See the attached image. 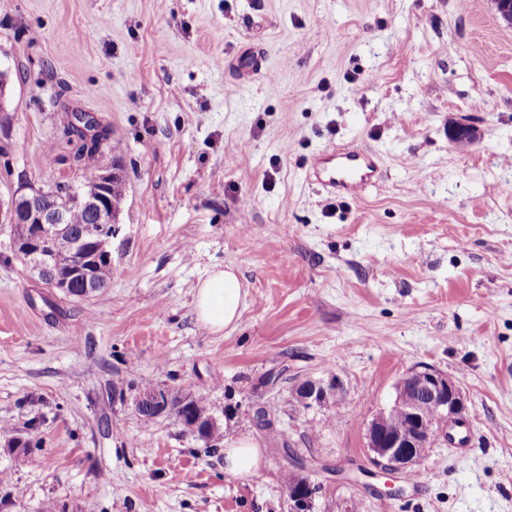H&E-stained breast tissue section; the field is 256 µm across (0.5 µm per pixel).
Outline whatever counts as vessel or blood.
Returning a JSON list of instances; mask_svg holds the SVG:
<instances>
[{
	"label": "vessel or blood",
	"mask_w": 512,
	"mask_h": 512,
	"mask_svg": "<svg viewBox=\"0 0 512 512\" xmlns=\"http://www.w3.org/2000/svg\"><path fill=\"white\" fill-rule=\"evenodd\" d=\"M374 156L366 151H339L327 148L315 157L309 174L331 194L351 195L377 174Z\"/></svg>",
	"instance_id": "vessel-or-blood-1"
}]
</instances>
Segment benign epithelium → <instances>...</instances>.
I'll use <instances>...</instances> for the list:
<instances>
[{
	"instance_id": "benign-epithelium-1",
	"label": "benign epithelium",
	"mask_w": 512,
	"mask_h": 512,
	"mask_svg": "<svg viewBox=\"0 0 512 512\" xmlns=\"http://www.w3.org/2000/svg\"><path fill=\"white\" fill-rule=\"evenodd\" d=\"M122 176L117 163L102 164L90 181L99 186L91 197L79 190L63 186L51 193L22 186L12 196L5 223L13 226L15 254L27 270L46 287L71 294L74 284L84 285L81 295H92L107 287L94 277V265L102 260L112 262V239L119 232L121 207L114 204L107 187ZM85 208L93 215V223L80 228V253L63 259L56 254L55 240L69 231L68 210ZM344 385L337 376L328 379L308 378L295 387L293 396L305 407L339 401ZM172 392L155 388L140 393L134 407L156 415L175 413L189 432L206 437L215 420L193 410L195 397L180 394V402L171 404ZM402 416L408 423L397 426L393 417ZM470 418L467 397L460 384L447 374L430 367L409 370L395 385L392 405L369 422L366 431L369 462L376 477L411 473L439 438L447 436ZM315 486L309 479L288 491L289 512H311Z\"/></svg>"
}]
</instances>
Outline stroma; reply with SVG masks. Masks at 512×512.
Instances as JSON below:
<instances>
[{"label": "stroma", "instance_id": "1", "mask_svg": "<svg viewBox=\"0 0 512 512\" xmlns=\"http://www.w3.org/2000/svg\"><path fill=\"white\" fill-rule=\"evenodd\" d=\"M0 70V197L86 182L60 160L75 111L109 125L127 182L100 295L43 288L0 224V512H288L260 407L314 459L312 512H512V27L493 0H0ZM332 145L375 152L381 180L309 181ZM217 264L247 297L215 334L192 300ZM422 365L471 416L393 497L360 473L366 425ZM333 374L341 401L293 398ZM148 386L192 393L220 439L137 413ZM239 433L262 454L247 481L219 452Z\"/></svg>", "mask_w": 512, "mask_h": 512}]
</instances>
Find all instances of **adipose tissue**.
<instances>
[{
  "label": "adipose tissue",
  "mask_w": 512,
  "mask_h": 512,
  "mask_svg": "<svg viewBox=\"0 0 512 512\" xmlns=\"http://www.w3.org/2000/svg\"><path fill=\"white\" fill-rule=\"evenodd\" d=\"M197 321L213 333L235 327L244 308V293L233 266L213 268L193 295ZM260 451L251 436L239 434L224 441V472L238 479L258 476Z\"/></svg>",
  "instance_id": "1"
}]
</instances>
